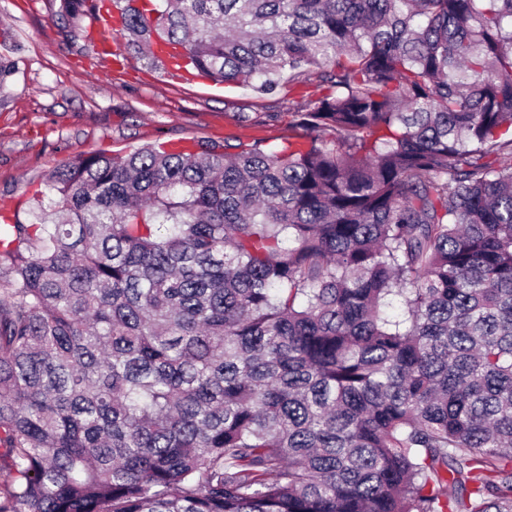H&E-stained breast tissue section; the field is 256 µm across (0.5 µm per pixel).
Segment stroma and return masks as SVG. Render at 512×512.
Masks as SVG:
<instances>
[{
  "label": "stroma",
  "instance_id": "obj_1",
  "mask_svg": "<svg viewBox=\"0 0 512 512\" xmlns=\"http://www.w3.org/2000/svg\"><path fill=\"white\" fill-rule=\"evenodd\" d=\"M0 57L17 62L0 87V207L15 209L30 186L91 152L124 154L159 142L195 148H273L294 130L289 99L320 95L280 77L275 94L178 79L145 60L101 54L89 17L60 0H0Z\"/></svg>",
  "mask_w": 512,
  "mask_h": 512
}]
</instances>
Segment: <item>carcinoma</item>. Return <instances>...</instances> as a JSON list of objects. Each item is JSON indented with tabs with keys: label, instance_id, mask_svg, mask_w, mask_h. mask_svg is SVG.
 Instances as JSON below:
<instances>
[{
	"label": "carcinoma",
	"instance_id": "cac0c4a2",
	"mask_svg": "<svg viewBox=\"0 0 512 512\" xmlns=\"http://www.w3.org/2000/svg\"><path fill=\"white\" fill-rule=\"evenodd\" d=\"M112 7L151 64L324 93L0 223V512H512V0Z\"/></svg>",
	"mask_w": 512,
	"mask_h": 512
}]
</instances>
